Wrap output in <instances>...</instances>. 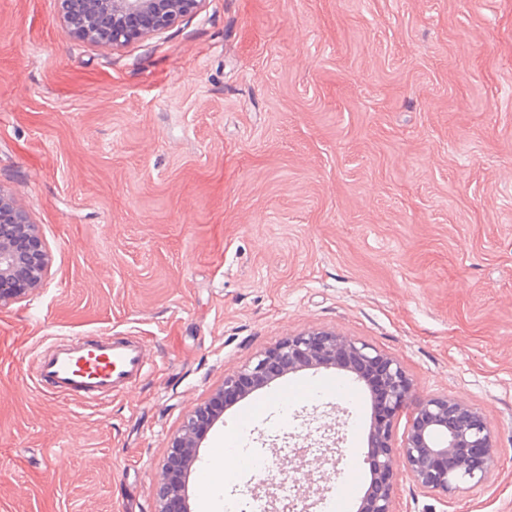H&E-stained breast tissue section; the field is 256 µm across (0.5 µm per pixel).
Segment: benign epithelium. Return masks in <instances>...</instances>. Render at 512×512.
Masks as SVG:
<instances>
[{
	"label": "benign epithelium",
	"mask_w": 512,
	"mask_h": 512,
	"mask_svg": "<svg viewBox=\"0 0 512 512\" xmlns=\"http://www.w3.org/2000/svg\"><path fill=\"white\" fill-rule=\"evenodd\" d=\"M203 0H56L61 23L71 36L95 45L121 47L165 33ZM0 306L39 288L49 271V254L37 226L16 212L0 187ZM339 367L355 380L371 376L376 412L367 443L370 483L357 512H393L396 481L394 449L405 470L423 492L448 497L467 483L481 484L500 467L496 436L476 408L448 396L419 397L405 366L371 345L333 330H307L288 336L224 378L205 405L189 413L172 439L151 487L157 512H188L182 480L196 455L201 435L224 409V398L240 399L272 380L305 368ZM407 417L401 439L395 426Z\"/></svg>",
	"instance_id": "1"
}]
</instances>
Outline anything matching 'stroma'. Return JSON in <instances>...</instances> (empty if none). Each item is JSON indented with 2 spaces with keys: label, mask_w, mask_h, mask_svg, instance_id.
I'll list each match as a JSON object with an SVG mask.
<instances>
[{
  "label": "stroma",
  "mask_w": 512,
  "mask_h": 512,
  "mask_svg": "<svg viewBox=\"0 0 512 512\" xmlns=\"http://www.w3.org/2000/svg\"><path fill=\"white\" fill-rule=\"evenodd\" d=\"M0 186L37 224L43 285L0 306V512H156L185 416L257 353L330 329L419 395L480 409L501 466L449 500L399 472L394 512H512V0H204L158 38L73 39L55 0H0ZM136 336L150 371L81 407L36 388L66 339ZM345 393L276 402L309 380ZM238 427L266 478L190 512H294L369 483L364 383L306 369Z\"/></svg>",
  "instance_id": "1"
}]
</instances>
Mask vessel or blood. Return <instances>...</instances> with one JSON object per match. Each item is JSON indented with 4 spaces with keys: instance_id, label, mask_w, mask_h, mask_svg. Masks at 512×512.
<instances>
[{
    "instance_id": "vessel-or-blood-1",
    "label": "vessel or blood",
    "mask_w": 512,
    "mask_h": 512,
    "mask_svg": "<svg viewBox=\"0 0 512 512\" xmlns=\"http://www.w3.org/2000/svg\"><path fill=\"white\" fill-rule=\"evenodd\" d=\"M141 338H101L95 343L70 340L37 357L33 380L51 393L91 404L127 391L150 369Z\"/></svg>"
}]
</instances>
